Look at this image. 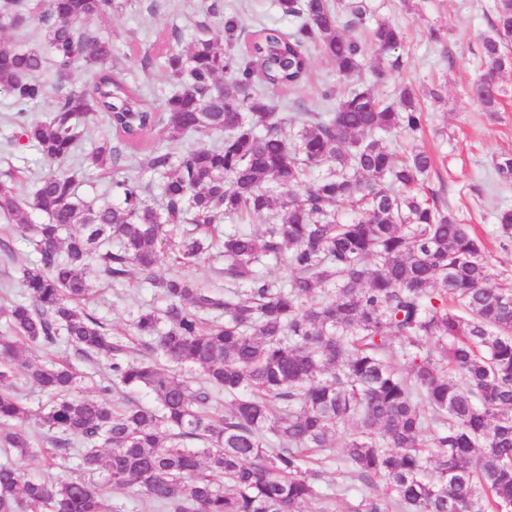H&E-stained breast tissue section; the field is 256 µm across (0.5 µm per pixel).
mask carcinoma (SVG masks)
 I'll use <instances>...</instances> for the list:
<instances>
[{"label": "carcinoma", "instance_id": "obj_1", "mask_svg": "<svg viewBox=\"0 0 512 512\" xmlns=\"http://www.w3.org/2000/svg\"><path fill=\"white\" fill-rule=\"evenodd\" d=\"M277 6L300 23L257 31L244 54L240 14L220 13L217 0L204 6L224 45L199 37L186 53L168 50L174 90L158 112L139 103L112 40L94 28L123 0H51L41 13L0 0L1 30L32 23L40 36L34 46L0 41L15 141L57 166L29 197L20 174L0 179V214L11 221L0 253L15 260L19 238L40 256L19 266L26 299L0 306V447L50 469L78 459L73 473L39 479L0 461V512H121L107 487L136 488L161 512H335L340 497L348 512H512V280L495 281L484 243L419 195L432 155L416 146L399 161L381 137L422 130L412 85L396 108L369 88L328 85L333 111L307 115L293 135L273 121L277 105L256 84L299 86L311 47L352 79L368 13L366 0ZM491 9L481 52L484 73L497 74L512 66V0ZM403 39L385 20L371 30L382 53ZM46 51L59 80L76 66L93 78L60 96L47 119L29 120ZM470 92L484 111H499L498 84L477 80ZM99 114L110 135L86 161L105 175H137L113 179L115 202L94 207L62 165ZM158 127L171 142L212 133L224 142L175 154L161 140L144 144ZM156 186L159 206L147 199ZM340 203L353 211L346 222L333 210ZM274 209L262 232L224 234V291L179 273L156 277L161 251L191 266L224 219ZM34 213L44 222L33 223ZM496 221L512 242V208ZM263 257L289 278L259 277ZM93 260L111 284L136 271L166 301L133 320L137 357L81 306ZM59 344L104 364L102 390L144 392L151 403L86 397L75 367L20 358ZM22 382L45 394L38 408L18 397ZM345 424L353 431L339 445ZM335 462L353 469L358 488L323 490L325 465Z\"/></svg>", "mask_w": 512, "mask_h": 512}]
</instances>
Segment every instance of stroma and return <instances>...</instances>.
Returning a JSON list of instances; mask_svg holds the SVG:
<instances>
[{
  "instance_id": "35a3bbf8",
  "label": "stroma",
  "mask_w": 512,
  "mask_h": 512,
  "mask_svg": "<svg viewBox=\"0 0 512 512\" xmlns=\"http://www.w3.org/2000/svg\"><path fill=\"white\" fill-rule=\"evenodd\" d=\"M222 6L239 10L245 17L247 31L259 25H274L292 31L293 22L281 14L274 0H220ZM370 21L389 20L400 26L406 40L397 54L404 65L391 69V56L367 47L363 66L356 81L369 86L386 103L397 104L400 84L438 89L441 97L424 98L426 122L422 142L434 156V165L424 183L426 194L436 198L462 223L471 225L488 250L496 271L512 276V244L500 237L495 212L512 207V180L499 177L496 164L512 158V69L502 71L498 82L503 90L500 110L490 114L467 93L478 77L481 39L491 34L487 0H367ZM200 0H125L122 11L98 21L108 35L121 61V74L135 86L142 100L154 109H162L170 86L162 50L171 33L179 35V49H189L195 39V23L204 19ZM441 29L442 40H434L431 29ZM150 52L155 56L150 72H142L140 58ZM385 68L389 77L374 78L375 68ZM333 61L319 51L310 53V71L299 87L277 88L270 95L275 100L278 117L299 125L302 113H327L330 102L322 96L325 86L339 84ZM10 96L0 90V173L10 170L42 172L45 162L39 152L28 146H11L17 129L12 118ZM224 249L214 244L195 265L176 268L171 255H161L156 275L175 271L204 285H223ZM93 296L86 308L109 331L124 334L138 310L163 309L157 289L139 274L128 276L121 286L110 285L97 265L86 272Z\"/></svg>"
}]
</instances>
